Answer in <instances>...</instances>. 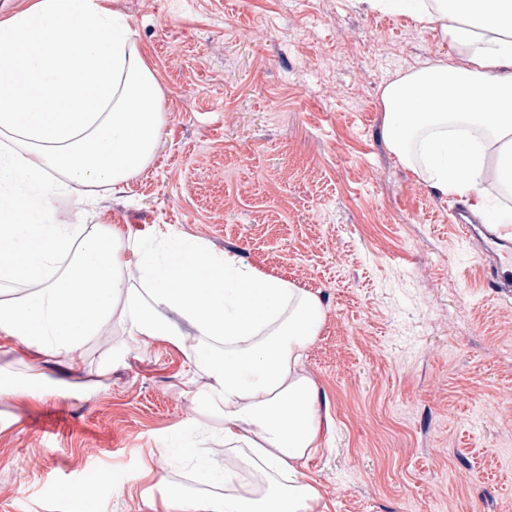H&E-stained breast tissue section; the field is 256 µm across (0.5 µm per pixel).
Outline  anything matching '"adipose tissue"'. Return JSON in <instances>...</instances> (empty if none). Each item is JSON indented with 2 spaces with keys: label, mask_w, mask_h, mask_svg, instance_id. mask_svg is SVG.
I'll return each mask as SVG.
<instances>
[{
  "label": "adipose tissue",
  "mask_w": 512,
  "mask_h": 512,
  "mask_svg": "<svg viewBox=\"0 0 512 512\" xmlns=\"http://www.w3.org/2000/svg\"><path fill=\"white\" fill-rule=\"evenodd\" d=\"M439 21L457 64L410 73L382 94L384 135L421 164L432 188L484 208L483 173L497 146L512 187V0H415ZM160 88L134 34L108 0H25L0 16V340L33 355L31 369L80 356L121 326L142 344L184 352L205 384L193 392L224 419L252 476L235 487L221 463L191 460L201 497L164 484L149 512H324L298 474L332 426L305 352L324 322L313 293L235 252L170 232L60 224L54 196L118 187L152 158Z\"/></svg>",
  "instance_id": "obj_1"
}]
</instances>
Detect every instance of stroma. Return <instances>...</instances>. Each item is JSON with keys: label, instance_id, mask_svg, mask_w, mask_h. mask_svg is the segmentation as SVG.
I'll list each match as a JSON object with an SVG mask.
<instances>
[{"label": "stroma", "instance_id": "stroma-1", "mask_svg": "<svg viewBox=\"0 0 512 512\" xmlns=\"http://www.w3.org/2000/svg\"><path fill=\"white\" fill-rule=\"evenodd\" d=\"M161 90L153 160L100 206L56 197L67 224L149 225L316 294L323 326L304 367L334 441L299 474L328 512H512V294L483 286L436 194L383 136L386 85L448 60L439 23L366 0H109ZM114 367L95 395L113 352ZM185 355L119 326L49 364L64 398L0 401V512H74L68 491L126 473L98 512H148L147 457L213 494L168 452L182 437L241 475L224 422L193 403Z\"/></svg>", "mask_w": 512, "mask_h": 512}]
</instances>
